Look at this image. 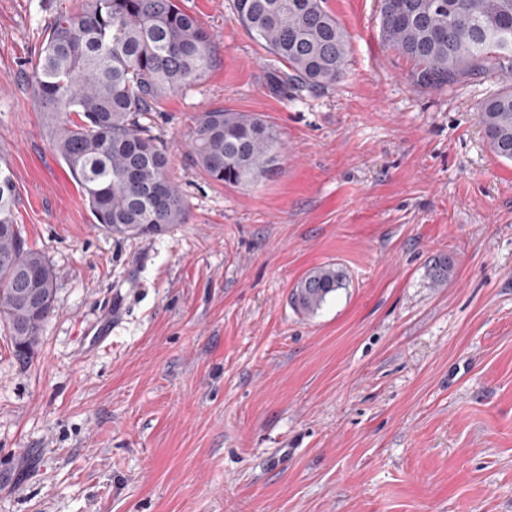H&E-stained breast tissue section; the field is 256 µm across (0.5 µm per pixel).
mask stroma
<instances>
[{
  "mask_svg": "<svg viewBox=\"0 0 512 512\" xmlns=\"http://www.w3.org/2000/svg\"><path fill=\"white\" fill-rule=\"evenodd\" d=\"M179 3L213 62L151 126L188 220L118 239L28 81L82 0H0V156L57 275L31 358L0 330V512H512V162L478 120L502 81L413 87L378 0H326L348 72L284 96L233 0ZM211 108L275 126L282 173L208 180L188 143ZM328 263L346 288L298 313L292 289Z\"/></svg>",
  "mask_w": 512,
  "mask_h": 512,
  "instance_id": "1",
  "label": "stroma"
}]
</instances>
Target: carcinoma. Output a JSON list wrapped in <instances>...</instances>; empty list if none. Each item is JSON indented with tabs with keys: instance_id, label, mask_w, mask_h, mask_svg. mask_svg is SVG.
Instances as JSON below:
<instances>
[{
	"instance_id": "obj_1",
	"label": "carcinoma",
	"mask_w": 512,
	"mask_h": 512,
	"mask_svg": "<svg viewBox=\"0 0 512 512\" xmlns=\"http://www.w3.org/2000/svg\"><path fill=\"white\" fill-rule=\"evenodd\" d=\"M240 24L285 70L271 89H324L346 74L350 36L324 0H234ZM512 0H381L380 36L411 63L408 79L443 90L475 73L508 86L480 106L491 151L512 161ZM212 34L178 0H85L57 14L32 69L30 84L50 129V145L73 176L96 223L115 236H159L184 224L188 207L168 175V158L142 120L170 93L201 81L212 62ZM190 155L211 181L239 185L282 169L277 129L257 114L224 108L200 112ZM17 189L0 168V323L14 355L25 361L55 310L56 276L26 246L15 219ZM36 280L43 302L21 298L23 278ZM346 286L334 264L311 269L292 292L313 314Z\"/></svg>"
}]
</instances>
